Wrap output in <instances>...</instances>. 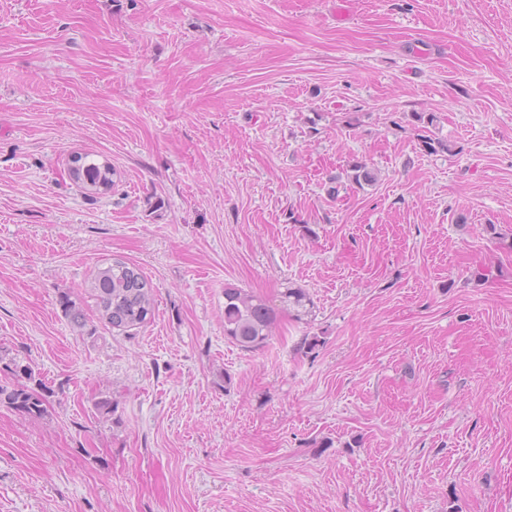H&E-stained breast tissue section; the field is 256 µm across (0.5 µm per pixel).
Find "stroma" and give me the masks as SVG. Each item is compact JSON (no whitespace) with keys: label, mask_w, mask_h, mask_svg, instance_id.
<instances>
[{"label":"stroma","mask_w":512,"mask_h":512,"mask_svg":"<svg viewBox=\"0 0 512 512\" xmlns=\"http://www.w3.org/2000/svg\"><path fill=\"white\" fill-rule=\"evenodd\" d=\"M114 259L154 315L78 333ZM15 360L47 412L0 404V512H512V0H0ZM116 171L107 160L99 162L89 153H78L71 157L67 168V177L74 184L95 194L102 190H111L115 184ZM272 311L239 288L224 290V333L245 350L256 349L269 337ZM59 303L70 322L79 330H83L87 325V320L81 302L77 303L72 299L70 292H64L60 296Z\"/></svg>","instance_id":"stroma-1"}]
</instances>
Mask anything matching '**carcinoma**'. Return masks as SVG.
Masks as SVG:
<instances>
[{
  "label": "carcinoma",
  "instance_id": "1",
  "mask_svg": "<svg viewBox=\"0 0 512 512\" xmlns=\"http://www.w3.org/2000/svg\"><path fill=\"white\" fill-rule=\"evenodd\" d=\"M115 175L110 162H99L89 153L72 156L67 168L68 179L91 194L112 189ZM86 292L94 301L99 320L119 331L137 329L154 314L150 282L137 267L124 261L114 260L99 266ZM285 298L297 311L309 312L311 300L305 291L290 289ZM59 303L76 328L86 327L82 304L72 299L71 293L61 294ZM271 322L272 311L265 303L239 288L224 289V333L239 347L251 350L263 346L269 337ZM45 402L42 393L25 384L10 389L0 386V403L28 416H42L46 411Z\"/></svg>",
  "mask_w": 512,
  "mask_h": 512
}]
</instances>
